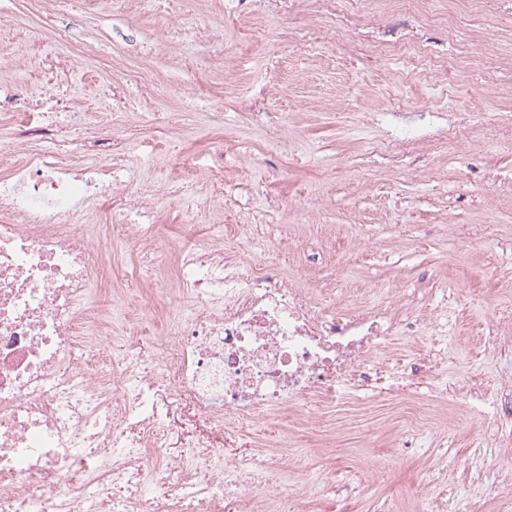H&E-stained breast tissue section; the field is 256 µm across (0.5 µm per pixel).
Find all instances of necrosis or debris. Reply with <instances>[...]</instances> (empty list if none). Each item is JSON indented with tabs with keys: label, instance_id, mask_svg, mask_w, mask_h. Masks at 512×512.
I'll list each match as a JSON object with an SVG mask.
<instances>
[{
	"label": "necrosis or debris",
	"instance_id": "necrosis-or-debris-1",
	"mask_svg": "<svg viewBox=\"0 0 512 512\" xmlns=\"http://www.w3.org/2000/svg\"><path fill=\"white\" fill-rule=\"evenodd\" d=\"M76 0H34L37 20L0 34L66 43ZM80 50L45 55L43 82L0 83V512H321L329 487L292 489L285 445L243 461L238 428L284 429L302 411H350L367 398H411L439 364L422 357L391 376L373 360L413 337L426 310L400 300L337 308L280 271V254L244 267L216 241L162 249L143 223L149 203L126 192L107 217L98 203L120 186L128 160L100 151L101 124L82 122L87 101L61 92ZM54 138L53 149L37 141ZM119 238L149 279L171 266L157 310V355L137 372L97 361L112 337L110 311L92 304L106 245ZM485 348L512 359V296L485 321ZM464 402L488 408L484 434L512 447V372L473 375Z\"/></svg>",
	"mask_w": 512,
	"mask_h": 512
}]
</instances>
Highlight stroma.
<instances>
[{
  "label": "stroma",
  "instance_id": "35a3bbf8",
  "mask_svg": "<svg viewBox=\"0 0 512 512\" xmlns=\"http://www.w3.org/2000/svg\"><path fill=\"white\" fill-rule=\"evenodd\" d=\"M430 11L438 22L392 8L340 32L318 0H129L112 12L83 4L70 42L90 52L71 90L89 94L87 121L111 113L108 139L133 150L126 178L151 194L163 248L232 228L244 259L302 242L282 271L326 301L346 289L367 303L396 293L419 309L453 296L438 327L384 354L411 363L440 348L441 377L453 384L503 368L485 352L480 325L512 279V132L488 121L456 147L435 144L458 113L512 109V0L469 9L453 37L442 21L448 0H432ZM173 17L182 28L175 43L164 32ZM206 28L223 41H203ZM306 28L317 43L294 40ZM484 55L502 68L484 69ZM128 62L155 73L165 90L156 103L125 81ZM133 108L155 112L154 122L127 125ZM224 143V206L213 209L211 157ZM203 207L206 219L186 225L185 212ZM134 264L114 249L107 274L127 276L124 295L94 296L112 308L109 361L130 336L155 346ZM438 403L420 384L410 403L374 401L295 425L285 436L292 452L326 455L329 466L297 472L291 485L335 482L336 512H427L415 487L438 474L460 512H495L498 496L512 494V456L481 446V418L462 400L448 399L449 426L415 419L414 407Z\"/></svg>",
  "mask_w": 512,
  "mask_h": 512
}]
</instances>
